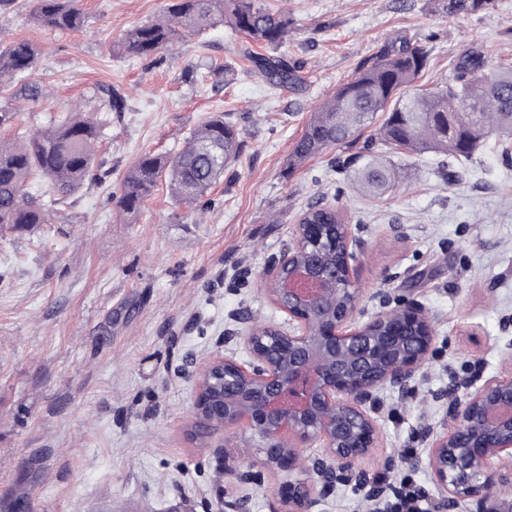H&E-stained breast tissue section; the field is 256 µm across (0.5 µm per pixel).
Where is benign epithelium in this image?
Wrapping results in <instances>:
<instances>
[{
    "mask_svg": "<svg viewBox=\"0 0 512 512\" xmlns=\"http://www.w3.org/2000/svg\"><path fill=\"white\" fill-rule=\"evenodd\" d=\"M338 231L346 259L329 272L319 260L335 240L322 225H295L288 249L264 271L288 328L254 323L242 337L249 361L216 355L195 374V416L212 427L243 426L261 445L260 469L233 463L224 476L258 487L265 470L285 476L273 512H319L345 484L359 492L361 512H388L401 488L359 465L381 440L378 393L388 389L440 403L441 420L414 431L422 454H390L385 469L426 470L431 488L417 494L435 512H458L466 501L475 512H512V372L485 378L466 365L447 389L420 395L427 369L445 355L436 319L414 298L382 294L380 311L356 321L352 261L361 239L350 224ZM314 442L322 452L303 455Z\"/></svg>",
    "mask_w": 512,
    "mask_h": 512,
    "instance_id": "benign-epithelium-1",
    "label": "benign epithelium"
}]
</instances>
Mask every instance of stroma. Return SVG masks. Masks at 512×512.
Here are the masks:
<instances>
[{
	"mask_svg": "<svg viewBox=\"0 0 512 512\" xmlns=\"http://www.w3.org/2000/svg\"><path fill=\"white\" fill-rule=\"evenodd\" d=\"M258 2L293 20L276 53L298 66L301 91L271 86L242 57L248 39L224 25L146 58L115 52L167 0H82L87 19L73 32L37 27L30 0L0 10V43L42 49L28 78L38 98L5 88L0 105L19 104L32 130L79 106L102 122L111 170L56 205L50 223L0 228V512H214L225 459L260 454L250 432L198 425L193 375L223 353L226 330L287 326L263 272L316 201L342 206L365 243L354 262L362 316L379 311V292L415 294L448 344L444 363L512 372L500 327L512 314V166L492 146L445 176L436 156L391 153L368 128L360 144L399 175L379 200L355 189L343 165L353 149L291 165L310 115L385 42L429 48L424 85L472 52L512 65V0L457 16L431 0ZM115 90L119 115L107 110ZM217 113L243 146L210 203H177L162 183L140 213L120 215L114 196L139 155L180 149ZM380 397L382 440L363 467L428 485L426 471L382 461L420 452L411 434L439 421L437 406Z\"/></svg>",
	"mask_w": 512,
	"mask_h": 512,
	"instance_id": "obj_1",
	"label": "stroma"
}]
</instances>
